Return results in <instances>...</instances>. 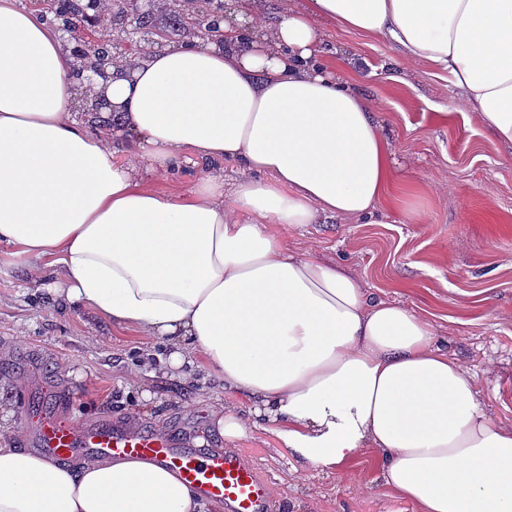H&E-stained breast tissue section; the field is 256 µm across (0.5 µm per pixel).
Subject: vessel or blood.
<instances>
[{"instance_id": "vessel-or-blood-1", "label": "vessel or blood", "mask_w": 512, "mask_h": 512, "mask_svg": "<svg viewBox=\"0 0 512 512\" xmlns=\"http://www.w3.org/2000/svg\"><path fill=\"white\" fill-rule=\"evenodd\" d=\"M34 443L44 453L65 457L78 452L109 457H145L177 471L204 497L223 500L228 512H270L267 483L234 451L203 455L180 448L170 438L145 429L66 425L43 417Z\"/></svg>"}]
</instances>
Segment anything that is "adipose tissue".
<instances>
[{"instance_id": "ef3b65f1", "label": "adipose tissue", "mask_w": 512, "mask_h": 512, "mask_svg": "<svg viewBox=\"0 0 512 512\" xmlns=\"http://www.w3.org/2000/svg\"><path fill=\"white\" fill-rule=\"evenodd\" d=\"M385 41L459 91L512 146V0H303L272 24L225 0L223 44L144 47L81 88L38 12L0 0V246L53 292L164 341L247 402L219 436L273 432L306 468L345 470L368 448L420 512H512V429L485 414L468 367L427 317L374 296L350 267L289 251L286 228L362 218L388 200L390 143L375 102L339 75L321 23ZM120 117L97 136L75 99ZM150 146L118 164L122 142ZM212 165L188 196L144 187L183 149ZM240 171L224 203V163ZM0 512H224L149 458L57 460L0 426Z\"/></svg>"}]
</instances>
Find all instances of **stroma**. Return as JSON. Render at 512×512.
Returning <instances> with one entry per match:
<instances>
[{"label":"stroma","mask_w":512,"mask_h":512,"mask_svg":"<svg viewBox=\"0 0 512 512\" xmlns=\"http://www.w3.org/2000/svg\"><path fill=\"white\" fill-rule=\"evenodd\" d=\"M340 72L373 98L394 156L397 199L368 220L269 230L302 254L347 263L366 288L430 314L437 340L471 370L488 416L512 428V147L488 138L470 112L455 108L447 74L425 65L391 78L397 59L382 40L326 24ZM210 167L184 150L167 178L148 189L185 196ZM44 280L27 279L18 257L0 250V424L27 436L25 413L53 411L63 423L146 427L182 447L209 453L211 411L233 404L220 384L189 385L142 372V351L167 356L159 341L77 304ZM233 448L254 465L280 502L298 512H419L379 476L367 449L352 468L326 475L297 467L271 431L255 428Z\"/></svg>","instance_id":"stroma-1"}]
</instances>
